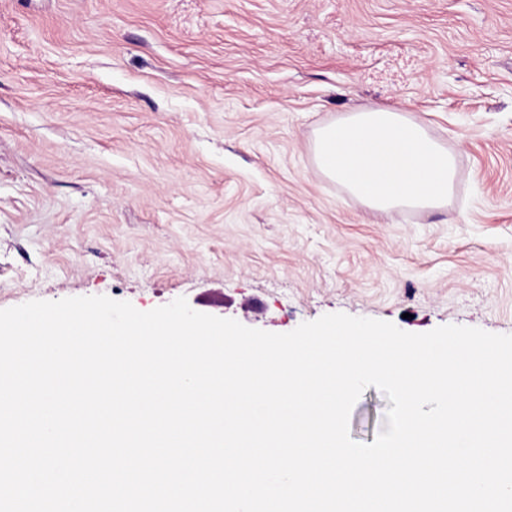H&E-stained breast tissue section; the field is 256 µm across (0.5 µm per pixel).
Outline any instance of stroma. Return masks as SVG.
I'll return each mask as SVG.
<instances>
[{"label":"stroma","instance_id":"35a3bbf8","mask_svg":"<svg viewBox=\"0 0 512 512\" xmlns=\"http://www.w3.org/2000/svg\"><path fill=\"white\" fill-rule=\"evenodd\" d=\"M377 106L455 155L447 209L320 171L315 130ZM97 295L512 334V0H0V309Z\"/></svg>","mask_w":512,"mask_h":512}]
</instances>
